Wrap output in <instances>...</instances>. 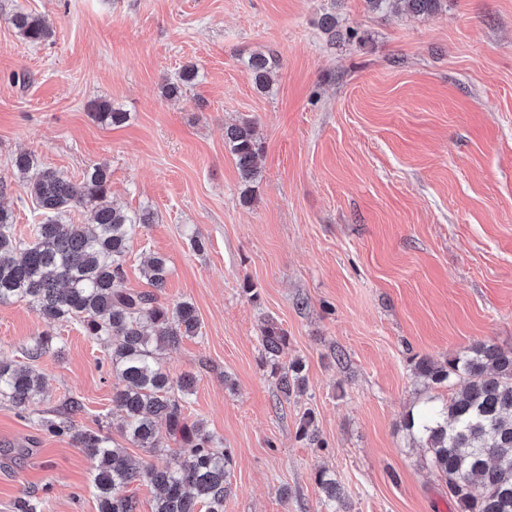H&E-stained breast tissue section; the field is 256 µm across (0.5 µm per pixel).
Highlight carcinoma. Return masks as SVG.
<instances>
[{"instance_id":"obj_1","label":"carcinoma","mask_w":512,"mask_h":512,"mask_svg":"<svg viewBox=\"0 0 512 512\" xmlns=\"http://www.w3.org/2000/svg\"><path fill=\"white\" fill-rule=\"evenodd\" d=\"M408 10L430 16L443 0H402ZM12 24L31 44L47 41L52 32L37 15L16 12ZM249 68L257 87L270 83L272 62L253 55ZM197 77L193 66L182 69L180 82L167 83V97L183 94L182 87ZM105 125H121L127 113L106 100L89 106ZM236 167L244 183L257 179L262 146L254 122L244 119L225 130ZM13 173L28 182L32 202L47 216L35 225L33 237L15 233L12 214L0 206V304L25 303L44 323L76 321L85 335L100 343L122 388L112 402L123 413L122 434L148 453H167L162 467L133 463L126 449L99 430L76 429L66 418L47 420L46 429L70 436L74 445L97 460L93 477L99 512H135L123 490L146 482L157 490L153 512H224V496L231 488L234 457L221 440L200 424H188L185 403L192 395L190 375L173 381L160 355L183 337L196 336L200 321L193 304L160 299L167 266L163 258L149 259L144 276L150 291L133 292L124 286V257L136 229L152 221L147 211L128 213L109 201L108 169L95 164L82 180L42 168L32 155L12 159ZM89 208L92 223L65 224L60 216ZM285 332L274 323L261 331L265 355L277 360L286 344ZM48 331L33 337L23 353L31 364L19 366L0 354V402L20 413L28 411L43 388L44 378L33 363L53 347ZM303 365L293 361L279 369L284 395L302 392ZM414 373L427 386L463 383L446 402L409 413L406 428L418 436L429 462L444 480L448 499L457 512H512V350L475 343L440 362L421 357ZM166 425L160 434L158 423ZM316 482L325 495L327 512H348L336 479L320 470Z\"/></svg>"}]
</instances>
